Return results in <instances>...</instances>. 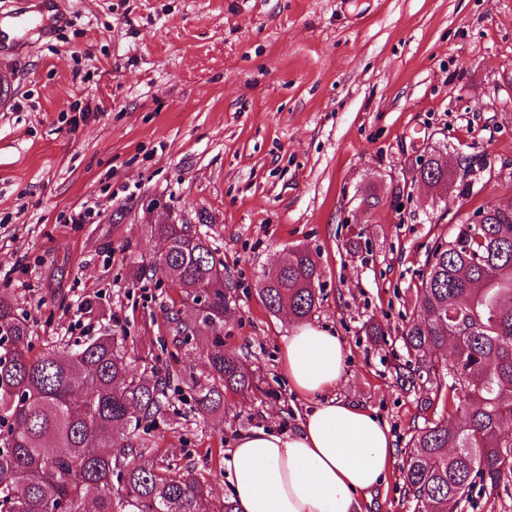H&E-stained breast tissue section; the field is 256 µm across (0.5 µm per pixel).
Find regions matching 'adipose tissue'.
<instances>
[{
    "mask_svg": "<svg viewBox=\"0 0 512 512\" xmlns=\"http://www.w3.org/2000/svg\"><path fill=\"white\" fill-rule=\"evenodd\" d=\"M345 348L328 329L302 324L283 341L289 385L311 406L295 427L255 428L224 453L238 512H359L395 453L370 409L335 396Z\"/></svg>",
    "mask_w": 512,
    "mask_h": 512,
    "instance_id": "1",
    "label": "adipose tissue"
}]
</instances>
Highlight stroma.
I'll list each match as a JSON object with an SVG mask.
<instances>
[{
    "instance_id": "35a3bbf8",
    "label": "stroma",
    "mask_w": 512,
    "mask_h": 512,
    "mask_svg": "<svg viewBox=\"0 0 512 512\" xmlns=\"http://www.w3.org/2000/svg\"><path fill=\"white\" fill-rule=\"evenodd\" d=\"M50 36L0 57V293L35 350L123 330L139 365L170 362L173 410L155 462L229 495L226 448L254 428L295 425L282 339L296 323L258 295L290 250L316 260L310 324L346 350L336 394L385 421L395 454L361 512H417L402 460L415 429L457 425L454 396L406 386L401 330L435 241L463 210L512 196V0H59ZM469 157L467 193L421 186L417 160ZM91 208L86 223L75 210ZM197 228L232 287L225 351L269 395L199 412L210 343H179L170 311L192 304L136 279L163 244L153 224ZM95 312H86L87 303ZM383 333L371 336L369 324ZM195 380L184 383V375Z\"/></svg>"
}]
</instances>
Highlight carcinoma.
I'll list each match as a JSON object with an SVG mask.
<instances>
[{
    "mask_svg": "<svg viewBox=\"0 0 512 512\" xmlns=\"http://www.w3.org/2000/svg\"><path fill=\"white\" fill-rule=\"evenodd\" d=\"M416 177L452 186L456 175L424 156ZM168 242L165 258L139 267L199 302L197 318L167 317L188 341L204 336L212 384L199 392L202 412L224 393L259 390L255 373L224 352L219 328L229 309V285L209 288L219 271L211 246L189 224H153ZM317 265L301 250L272 285L259 289L271 312L304 321L318 301ZM420 314L402 332L407 352L424 362L437 390L449 386L463 423L433 421L417 430L406 452V487L422 512H464L474 494L512 499V203L485 209L482 221L460 219L454 237L435 245L418 288ZM126 335L105 332L73 349L33 351L30 324L12 298L0 295V512H235L217 506L189 469L148 458L146 435L170 412V371L139 370ZM451 349L445 363L432 356ZM125 431L121 438L112 431Z\"/></svg>",
    "mask_w": 512,
    "mask_h": 512,
    "instance_id": "carcinoma-1",
    "label": "carcinoma"
}]
</instances>
